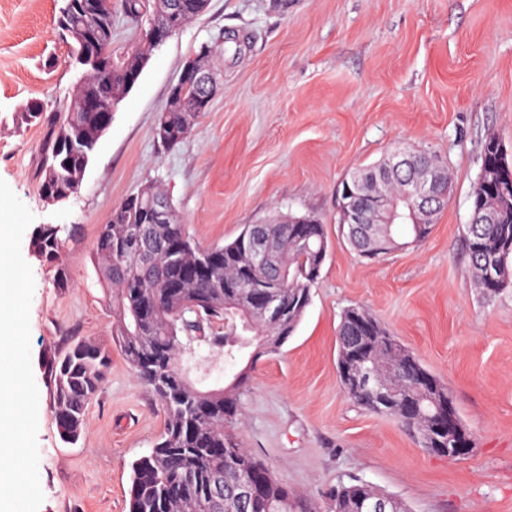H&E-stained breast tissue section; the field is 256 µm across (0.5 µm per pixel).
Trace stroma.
<instances>
[{
    "instance_id": "35a3bbf8",
    "label": "stroma",
    "mask_w": 512,
    "mask_h": 512,
    "mask_svg": "<svg viewBox=\"0 0 512 512\" xmlns=\"http://www.w3.org/2000/svg\"><path fill=\"white\" fill-rule=\"evenodd\" d=\"M63 4L0 0V179L35 224L76 230L66 291L54 288L53 265L27 259L40 512H128L131 464L164 430L159 403L119 350L89 261L99 225L149 184L204 247L278 212L325 224L330 253L311 304L280 352L255 364L235 425L277 481L317 512L327 489L358 481L409 512H512V288L483 296L463 250L486 136L496 134L512 158V0H209L152 51L78 191L50 203L39 190L50 127L20 128L15 117L33 100L55 115L72 97L79 73L55 27ZM204 44L223 90L181 145L163 148L156 115ZM396 142L437 155L453 195L425 242L369 261L347 242L337 189ZM352 305L447 384L473 438L469 457L430 454L397 420L342 393L336 334ZM79 340L109 351L112 366L71 446L50 410L44 362ZM195 350L182 368L198 389L224 387L241 369L223 350Z\"/></svg>"
}]
</instances>
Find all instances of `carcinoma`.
<instances>
[{"instance_id": "1", "label": "carcinoma", "mask_w": 512, "mask_h": 512, "mask_svg": "<svg viewBox=\"0 0 512 512\" xmlns=\"http://www.w3.org/2000/svg\"><path fill=\"white\" fill-rule=\"evenodd\" d=\"M174 2L180 6L183 22L202 15L207 0H161L159 8ZM142 0H115L105 7L99 0H64L57 19L59 36L69 45L71 63L90 79L77 82L75 92L86 91L100 105L123 91L127 74L142 68L148 52L159 43L142 36L134 20ZM129 18L132 32L119 46L122 58L107 63L114 44L112 11ZM96 14L91 37L103 57L87 56L82 29L86 16ZM112 72V78L104 77ZM198 89L185 87L181 110L170 104L158 112L156 136L167 148L185 140L194 123L210 109L197 99ZM105 112H72L62 108L52 124L44 162L40 169L43 197L63 201L74 194L105 125ZM411 168L394 179L397 210L407 209L401 198ZM162 194L148 186L133 199L125 198L112 210L110 219L99 226L94 245L99 277L110 288L112 313L117 323V339L125 360L136 377L149 387L162 406L165 426L151 452L132 465L129 512H312L308 502L278 482L265 463L256 458L231 430L241 416L240 396L249 372L264 355L278 349L292 336L311 303L312 290L320 280L329 256L325 225L314 215L291 217L283 224L272 219L263 224L271 260L263 268H249L247 251L253 225H248L224 245L199 247L187 236L178 216L160 226L155 239L139 243L136 229L150 223V202ZM501 197L477 182L471 194V214ZM392 240L402 236L421 243L430 232L418 233L415 224H384ZM64 228L42 224L32 233L28 250L40 261L57 266L54 287L69 288L70 277L64 257L69 238ZM464 250L475 283L483 295L492 298L512 288V209L504 210L496 224L469 222L464 234ZM498 260L499 285L493 290L483 278L486 254ZM257 299L261 310L275 302L291 308L290 321L278 324L262 314L251 324H236L226 312L236 308L240 297ZM362 308L349 307L337 331L339 351L355 345L361 351L362 368L372 386L361 393L341 390L357 405L376 414L396 419L422 448H446L448 436V386L429 371L376 319L360 324ZM203 341L224 349V359L247 358L245 367L226 387L199 391L189 386L179 369V360L195 352L194 342ZM112 363L109 352L87 341H77L50 361L53 376L54 415L60 438L74 444L80 438L85 413L103 385ZM256 492L249 499L240 496L245 480ZM220 481L224 498L213 496L214 481ZM379 493L361 483L338 485L326 493L328 512H365L367 502Z\"/></svg>"}]
</instances>
